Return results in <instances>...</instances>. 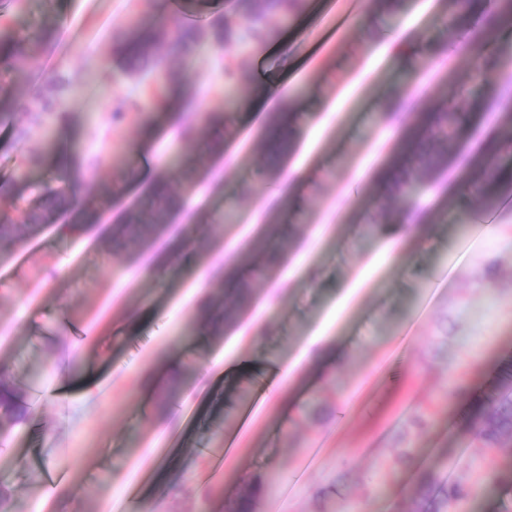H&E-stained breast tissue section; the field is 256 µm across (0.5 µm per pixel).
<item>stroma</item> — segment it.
<instances>
[{
    "instance_id": "obj_1",
    "label": "stroma",
    "mask_w": 512,
    "mask_h": 512,
    "mask_svg": "<svg viewBox=\"0 0 512 512\" xmlns=\"http://www.w3.org/2000/svg\"><path fill=\"white\" fill-rule=\"evenodd\" d=\"M344 10V0H308L291 24L271 20L276 39L264 55L237 60L241 80L279 83L291 102L297 137L285 166L304 172L300 183L287 171L269 179L261 115L233 110L224 147L214 148L205 117L221 111L225 93L215 44L169 62L196 90L204 118L189 144L162 113L110 123L96 109L97 83L70 99L69 143L98 159L78 194L99 211L68 239H56L53 222L23 225L39 206L37 183L63 182L49 161L35 186L13 180L24 150L40 147L41 128L20 145L0 126V185L20 226L0 253V378L19 384L44 372L56 387L34 412L0 417V437L27 461L19 468L0 457L9 512H141L149 493L164 497L166 512H225L251 487L255 512H417L423 470L471 488L468 502L447 512L512 504V485L492 478L512 467V446L485 447L468 428L472 406L512 366V208L497 210L492 235L462 256L460 241L483 207L470 191L452 190L488 139L500 145L491 169L512 167V125L495 118L512 112V98L487 96L473 79L470 56L452 49L450 10L433 0H403L395 26L381 15L341 29ZM173 14L171 0H28L13 21L23 38L47 21L57 28L40 79L58 68L95 70L114 31ZM402 27L422 32L426 49L399 71L378 50ZM395 80L410 93L394 102L386 89ZM460 91L488 109L460 129L447 169L415 195L418 213L398 204L405 233L393 240L372 174L396 158L417 111L455 105ZM145 151L154 175L174 181L177 156L198 162L193 236L205 247L168 258L167 230L114 257V221L147 197ZM244 185L250 195H241ZM271 220L293 229L285 262L250 277V300L234 322L187 335L191 304L222 298L225 264L246 251L260 258ZM162 261L166 278L148 276ZM171 360L182 369L179 388L148 390L146 368ZM279 366L289 367L287 382L272 375ZM89 371L96 384L87 392ZM228 436L236 450L213 469ZM52 471L68 497L51 491Z\"/></svg>"
}]
</instances>
